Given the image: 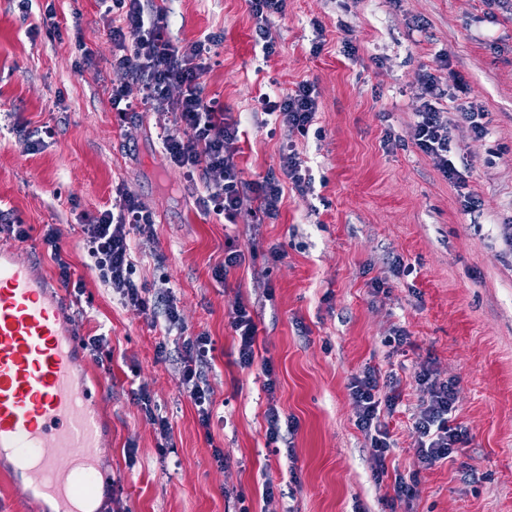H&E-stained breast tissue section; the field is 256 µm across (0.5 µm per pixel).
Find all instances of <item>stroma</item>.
Here are the masks:
<instances>
[{"instance_id": "1", "label": "stroma", "mask_w": 512, "mask_h": 512, "mask_svg": "<svg viewBox=\"0 0 512 512\" xmlns=\"http://www.w3.org/2000/svg\"><path fill=\"white\" fill-rule=\"evenodd\" d=\"M49 5L60 34L30 35ZM167 9L173 40L222 37L204 81L239 123L244 179L278 166L289 143L307 168L310 191L285 189L277 218L257 219L249 208L232 223L203 214L195 203L202 181L170 168L162 151L173 113L118 119L108 89L128 78L110 66L96 0H32L26 14L18 0H0V211L31 229L23 242L0 233V245H14L54 283L42 235L60 225L85 288L73 330L110 341L96 464L114 485L100 497L102 512L116 498L128 512H512V8L286 0L270 17L269 56L250 0H168ZM83 44L95 68H80ZM452 72L460 89L442 110L477 105L488 128L481 138L454 133L467 165L463 190L413 141L423 74L444 81ZM303 80L315 86L318 112L301 135L265 114L261 100ZM19 124L54 135L30 151L14 132ZM120 187L154 220L153 236L131 235L138 281L154 295L173 290L187 335L215 344L210 431L198 423L176 357L158 360L159 329L88 266L84 218L110 207ZM466 191L476 210L464 209ZM231 248L246 260L216 281ZM275 249L284 253L277 262ZM241 303L254 311L257 357L271 361L275 393L265 390L259 362H236L230 320ZM400 330L407 344L388 346ZM368 367L395 373L402 391L380 477L350 389ZM424 367L453 382L452 420L467 436L454 461L417 469L411 498L400 501L394 474L416 460L412 415L428 393L414 373ZM141 384L170 421L169 441L131 396ZM272 405L297 424L286 436L291 454L268 449ZM216 446L231 459L222 470Z\"/></svg>"}]
</instances>
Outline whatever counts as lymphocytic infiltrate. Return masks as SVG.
<instances>
[{"instance_id":"obj_1","label":"lymphocytic infiltrate","mask_w":512,"mask_h":512,"mask_svg":"<svg viewBox=\"0 0 512 512\" xmlns=\"http://www.w3.org/2000/svg\"><path fill=\"white\" fill-rule=\"evenodd\" d=\"M112 41L111 67L130 77V84L112 86L113 108L132 111L131 85H139L143 105L171 109L175 123L163 138V148L170 163L187 177H200L204 195L197 204L202 211H212L234 220L247 201L255 199L268 218H276L284 183H291L299 195L310 189V178L293 147L283 148L277 169L269 170L262 179L245 181L238 164L239 128L224 111V104L208 97L203 77L210 67L211 47L218 38L206 35L204 40L187 45L174 43L168 37L167 12L156 0H99ZM179 88L171 97V88ZM437 77L424 74L423 103L416 112L413 139L417 148L436 163L445 177L457 185L465 178L449 157L453 140V123L438 103L447 97ZM264 108L277 115L289 130L304 134L314 122L318 102L312 83L303 81L295 89L275 98H264ZM115 209L99 211L83 225L84 244L91 259L90 268L101 281L118 294L122 304L161 320L162 341L156 348L158 358L176 353L181 365L184 389L194 403L202 428H210L213 390L206 372L213 357V344L204 335L188 336L174 294L150 295L134 278L137 260L131 244V231L152 232L151 213L130 192L117 193ZM237 336V362L251 367L255 361L257 327L254 312L238 304L231 316ZM417 385L427 387L429 397L414 417L417 436L416 457L426 467L447 461L462 442L461 429L451 424L455 390L451 383L434 378L431 371L416 373ZM389 385V394H381V385ZM400 381L396 375H381L375 368L363 371L351 383L358 407L356 425L370 436V447L377 462L378 474H385V459L393 443L382 411H394L401 399Z\"/></svg>"}]
</instances>
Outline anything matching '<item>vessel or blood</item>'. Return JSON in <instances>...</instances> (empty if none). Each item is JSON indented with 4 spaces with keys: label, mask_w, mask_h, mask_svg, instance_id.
<instances>
[{
    "label": "vessel or blood",
    "mask_w": 512,
    "mask_h": 512,
    "mask_svg": "<svg viewBox=\"0 0 512 512\" xmlns=\"http://www.w3.org/2000/svg\"><path fill=\"white\" fill-rule=\"evenodd\" d=\"M78 354L61 294L0 246V450L12 460L0 475L53 498L59 512H83L102 477L96 407L110 378L77 383Z\"/></svg>",
    "instance_id": "1"
}]
</instances>
